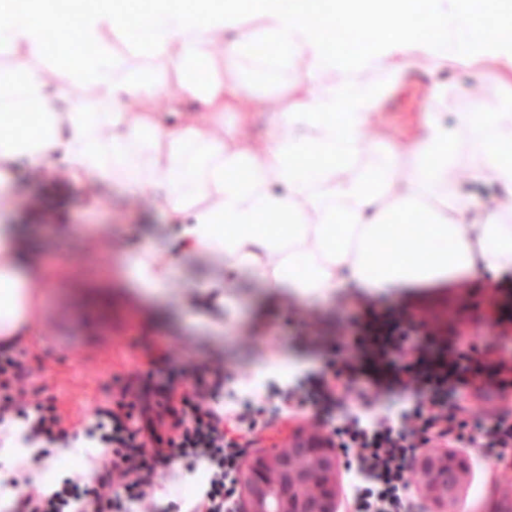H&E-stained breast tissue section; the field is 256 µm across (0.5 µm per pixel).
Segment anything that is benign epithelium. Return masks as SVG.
Listing matches in <instances>:
<instances>
[{"label": "benign epithelium", "instance_id": "benign-epithelium-1", "mask_svg": "<svg viewBox=\"0 0 512 512\" xmlns=\"http://www.w3.org/2000/svg\"><path fill=\"white\" fill-rule=\"evenodd\" d=\"M318 459L314 469L296 467L294 458ZM465 460L446 453H426L416 462L429 501V512H448L461 484ZM341 460L336 444L321 431L296 427L288 432V452H255L238 471L240 512H340Z\"/></svg>", "mask_w": 512, "mask_h": 512}]
</instances>
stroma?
I'll list each match as a JSON object with an SVG mask.
<instances>
[{
    "label": "stroma",
    "mask_w": 512,
    "mask_h": 512,
    "mask_svg": "<svg viewBox=\"0 0 512 512\" xmlns=\"http://www.w3.org/2000/svg\"><path fill=\"white\" fill-rule=\"evenodd\" d=\"M133 41L134 32L128 27L109 36L107 47L123 68H143L154 74L165 91L151 108L170 111L180 96L176 73L162 61L135 52ZM210 57L216 73L224 74L226 80L239 75L248 83L247 113L236 108L224 113L225 125L233 127L242 140L264 136L272 113L292 108L308 92L303 71L287 65H280L271 77L257 79L245 65L239 73L225 72L223 53L214 51ZM485 68L479 60L465 66L450 58L411 64L396 83L386 85L382 104L368 125L373 140L382 143V151L360 154L355 170L380 168L393 160L408 166V148L428 118L438 112L455 122L459 113L470 111L474 84L486 81L493 90L492 98L482 102L484 112L512 106V71L487 80L482 75ZM453 144L458 169L468 173L481 164L484 144L471 137L468 127L455 122ZM7 187L9 204L0 210V221L20 225V246L41 263L31 285L42 302L33 316L30 336L19 342L25 351L22 365L30 374L25 395L56 407L62 418L49 456L21 457L16 479L29 475L50 489L87 471L96 450L86 438H75L74 432L106 399L109 388L122 385L130 373L158 376L178 369L188 358L199 364L218 358L234 376L239 372L251 376L247 385L233 379L228 390L258 393L264 383L285 385L303 373L325 370L324 351L299 323L295 314L299 308L314 311L322 335L332 336L346 311L360 307L366 297L382 313L405 305L444 316L452 308L471 312L481 295L491 293L500 303L499 322H467L462 331L478 346H492L499 358L512 363V270L373 295L350 287L314 302L300 299L288 288L267 293L253 279L228 271L224 278L232 286L226 294L232 302L224 307V332L219 335L198 320L190 303V284L212 274L210 263L188 261L183 277L173 282L171 296L165 300L143 298L127 274L125 258L142 236L169 235L152 190L142 192L143 205L137 209L132 197L118 188L69 179L57 190L48 176L20 162L10 172ZM44 207L56 214L55 225L48 228L38 221ZM169 345L175 348L170 358L165 355ZM203 480L200 473H169L156 495L159 508L187 507ZM509 484L512 461L471 467L454 510L491 512L497 505L501 512H512V495L503 494Z\"/></svg>",
    "instance_id": "obj_1"
}]
</instances>
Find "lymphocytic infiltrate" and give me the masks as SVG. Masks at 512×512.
I'll use <instances>...</instances> for the list:
<instances>
[{
	"label": "lymphocytic infiltrate",
	"mask_w": 512,
	"mask_h": 512,
	"mask_svg": "<svg viewBox=\"0 0 512 512\" xmlns=\"http://www.w3.org/2000/svg\"><path fill=\"white\" fill-rule=\"evenodd\" d=\"M447 325L402 308L379 314L373 305L349 312L331 346L344 357L331 378L309 373L270 407L219 398L224 364L184 362L159 378L131 374L95 409L87 438L106 445L90 474L45 492L27 482L11 512H158V466L204 467L207 485L187 512H239L236 475L254 447L260 415L275 419L311 406L340 411L331 429L345 458L346 512H419L411 462L423 448L457 446L476 463L497 464L512 453V416L486 404L512 387V370ZM21 350L0 348V426L23 419L25 442L51 437L55 409L23 398L28 376ZM191 379L182 391L183 379Z\"/></svg>",
	"instance_id": "f902f5d3"
}]
</instances>
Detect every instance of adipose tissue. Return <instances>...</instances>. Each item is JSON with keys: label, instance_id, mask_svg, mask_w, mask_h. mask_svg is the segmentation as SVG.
Masks as SVG:
<instances>
[{"label": "adipose tissue", "instance_id": "1", "mask_svg": "<svg viewBox=\"0 0 512 512\" xmlns=\"http://www.w3.org/2000/svg\"><path fill=\"white\" fill-rule=\"evenodd\" d=\"M494 4L490 35L471 0H256L252 10L245 0H149L138 45L173 65L198 111L181 113L174 125L158 112H59L41 73L13 71L5 79L27 108L0 106V160L45 170L58 154L78 180L110 182L131 196L152 189L176 235L169 244L142 240L130 260L132 278L151 295L182 277L189 255L215 268L197 282L200 293L223 288L220 272L229 269L308 300L351 284L383 292L482 265L512 270V224L460 193L447 126L428 120L407 169L392 162L354 171L360 153L380 149L363 129L384 88L329 78L353 64L394 82L418 56L483 59L497 76L512 69V0ZM139 7L140 0H0V46L47 53L49 31L60 19L75 20L81 49L59 66L61 82L95 87L115 101H147L159 92L155 76H117L105 48L107 35ZM367 20L378 23L370 38L358 33ZM248 23L288 64L305 61L308 81L318 86L293 110L274 113L271 133L255 144L217 128L242 88L216 77L208 52L224 37V66L239 67L248 43L236 33ZM493 126L496 138L473 177L512 192V113H496ZM15 242L14 225L0 224V342L27 333L38 304ZM167 245L174 255L158 263Z\"/></svg>", "mask_w": 512, "mask_h": 512}]
</instances>
